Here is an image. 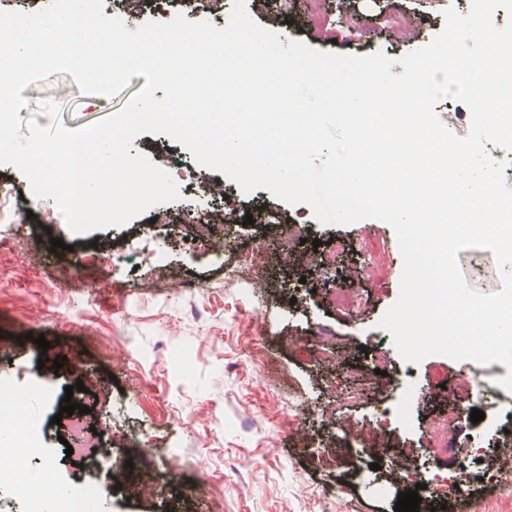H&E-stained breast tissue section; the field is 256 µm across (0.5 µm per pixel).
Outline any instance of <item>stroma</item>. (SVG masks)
<instances>
[{"mask_svg":"<svg viewBox=\"0 0 512 512\" xmlns=\"http://www.w3.org/2000/svg\"><path fill=\"white\" fill-rule=\"evenodd\" d=\"M104 0L105 16L128 30L177 14L224 28L233 0ZM246 0L251 17L281 42L337 54L401 58L445 25L443 11L468 13L469 0ZM145 84L135 76L110 96L81 94L55 73L26 87L22 126L74 130L122 110ZM134 151L179 170L180 197L123 227L73 234L56 203L32 193L16 167L0 165V388L19 394L32 444L22 478L0 482V512H34L45 474L56 487L82 485L96 512H394L403 486L397 464L418 471L445 512H512L496 489L500 472L464 455L465 446L512 457V393L498 386L505 365L480 366L462 395L421 396L453 386L469 366L442 355L406 362L379 322L400 293L403 256L394 230L376 219L323 224L305 204L267 189L243 193L219 171L197 164L180 143L144 133ZM253 216L245 225V216ZM217 223L218 248L183 239L185 220ZM302 225V241L282 246L276 228ZM71 245L69 260L43 259L49 238ZM335 251L336 260L320 258ZM253 257L237 284L226 268ZM468 283L501 290L493 253L458 254ZM340 285L360 306L331 299ZM72 362L37 372V344ZM112 453L73 466L53 424L67 386ZM485 418L472 423V409ZM136 459L138 487L122 466ZM477 473L465 491L447 488L460 471ZM56 487L43 488L54 495Z\"/></svg>","mask_w":512,"mask_h":512,"instance_id":"35a3bbf8","label":"stroma"}]
</instances>
